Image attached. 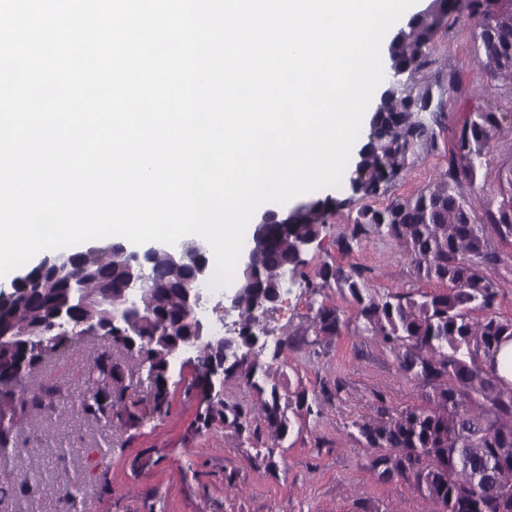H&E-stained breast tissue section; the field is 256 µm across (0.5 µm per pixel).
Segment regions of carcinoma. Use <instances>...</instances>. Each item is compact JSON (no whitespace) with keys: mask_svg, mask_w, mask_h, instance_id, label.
Returning <instances> with one entry per match:
<instances>
[{"mask_svg":"<svg viewBox=\"0 0 512 512\" xmlns=\"http://www.w3.org/2000/svg\"><path fill=\"white\" fill-rule=\"evenodd\" d=\"M476 20L467 37L492 80L512 82V0H430L414 13L390 39V64L410 75L432 64L433 40L446 18ZM445 123L439 103L428 94L384 90L371 119L367 142L358 151L351 170L343 172L361 206L351 219L350 233L340 248L370 232L394 239L414 266L417 277L439 285L440 290L418 294H390L377 300L369 292L363 272L323 264L308 276L305 263H296L295 239L317 237L350 199L336 196L311 198L305 215L285 231L265 225L266 246L250 267L252 292L242 298L237 343L241 359L224 367V377H238L260 399L257 417L241 406L227 405L211 394L206 367L215 350L197 347L192 382L201 403L189 425L196 432L216 422L231 424L242 435L251 433L256 419L263 420L273 447L288 435L290 420L277 384L267 381V370L256 360L259 331L253 329L251 300L268 305L276 300L279 276L286 270L305 280L308 288H322L331 280L348 290L364 328L383 342L402 349L403 372L428 388L427 405L407 406L385 420L354 423L358 433L375 450L372 467L381 478H398L436 508V512H512V385L495 369V355L512 341V320L492 311L496 284L486 270L499 262L486 225L492 224L502 240L512 238V167L498 173L495 194L476 184L489 165V154L499 131L497 113L480 108L468 111L455 129L448 150V169L431 185L383 207L376 200L407 167L415 147L434 135L433 127ZM120 243L92 244L66 254L60 266L55 255H45L10 286H0V334L12 342L0 348V503L32 504L42 484L34 471H19L12 461L23 448L21 432L34 420L65 408L53 404L56 389L46 384L43 368L50 361L72 354L78 338L54 329L58 308L82 290L100 301L74 308L73 319H94L101 334L108 333L112 307L125 288L129 265ZM187 260L181 272L167 266L164 251L148 263L142 303L146 314L134 323L140 344L134 347L120 336L86 366L91 388L78 396L83 416L114 427L142 425V414L128 408L127 394L135 378L147 370L153 386L152 412L170 409V376L164 352L171 348L167 324L185 314L183 288L193 276V242L181 244ZM485 311L476 320L472 311ZM317 336H337L345 321L333 307H319L313 320ZM468 433L469 447L455 442ZM55 491L80 512L81 482L64 474Z\"/></svg>","mask_w":512,"mask_h":512,"instance_id":"1","label":"carcinoma"}]
</instances>
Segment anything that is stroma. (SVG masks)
Listing matches in <instances>:
<instances>
[{
  "mask_svg": "<svg viewBox=\"0 0 512 512\" xmlns=\"http://www.w3.org/2000/svg\"><path fill=\"white\" fill-rule=\"evenodd\" d=\"M433 57L417 80L432 87L450 122L466 117L460 100L448 93L452 75L462 87L482 88L479 106L504 116L486 177L488 187H496L499 171L512 165V84L487 79L460 23L449 22L436 34ZM449 141L447 128L437 129L433 144L418 149L379 204L432 184L448 166ZM349 219L345 209L334 216L319 245L306 255L307 272L325 263L360 268L378 298L435 290V283L417 277L393 239L362 235L351 251H342L337 240L347 234ZM488 238L501 259L491 270L499 283L494 310L512 319V241L502 242L493 232ZM324 304L339 310L345 326L340 335L306 344L303 334ZM355 316L347 289L333 282L313 294L297 280L270 318L269 338L259 354L268 380L286 396L305 391L313 410L289 406L292 427L268 461L256 456L269 442L264 427L248 440L224 423L189 432L199 407L187 391L196 375L191 364L170 381L167 416L127 430L91 424L78 413L75 399L87 389L86 364L108 340H80L77 354L44 368L45 381L68 398L66 410L25 434L26 452L16 461L17 468L39 471L47 487L34 512H68V504L52 490L65 471L83 482L85 512H433L407 482L379 479L371 467L373 452L355 428L356 422L427 402L425 388L401 370L397 348L365 330ZM139 454L151 456L150 468L132 470Z\"/></svg>",
  "mask_w": 512,
  "mask_h": 512,
  "instance_id": "1",
  "label": "stroma"
}]
</instances>
